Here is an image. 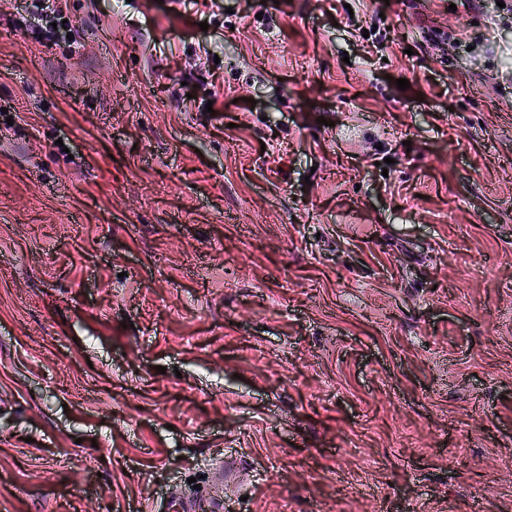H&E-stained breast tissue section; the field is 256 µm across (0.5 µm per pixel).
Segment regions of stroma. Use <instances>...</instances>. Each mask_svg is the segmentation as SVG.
Masks as SVG:
<instances>
[{"instance_id":"stroma-1","label":"stroma","mask_w":512,"mask_h":512,"mask_svg":"<svg viewBox=\"0 0 512 512\" xmlns=\"http://www.w3.org/2000/svg\"><path fill=\"white\" fill-rule=\"evenodd\" d=\"M498 13L0 0V512H512Z\"/></svg>"}]
</instances>
